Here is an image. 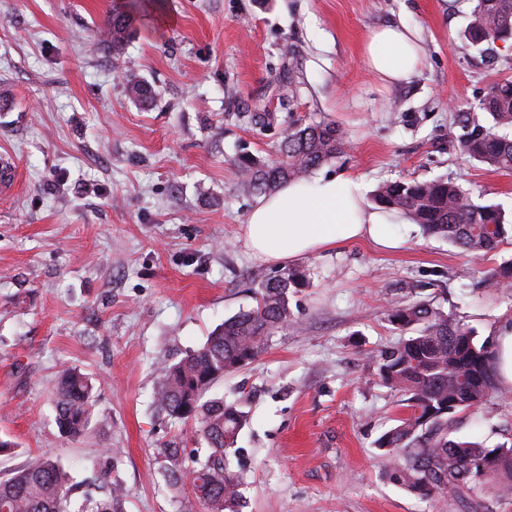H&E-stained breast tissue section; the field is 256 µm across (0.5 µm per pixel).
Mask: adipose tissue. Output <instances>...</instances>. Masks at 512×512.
<instances>
[{"instance_id": "adipose-tissue-1", "label": "adipose tissue", "mask_w": 512, "mask_h": 512, "mask_svg": "<svg viewBox=\"0 0 512 512\" xmlns=\"http://www.w3.org/2000/svg\"><path fill=\"white\" fill-rule=\"evenodd\" d=\"M364 54L381 82L395 84L418 73L422 48L416 29L402 22L371 31ZM389 224L386 214L366 205L365 186L358 177L320 176L283 183L257 198L243 239L255 259L280 266L359 240L398 247Z\"/></svg>"}]
</instances>
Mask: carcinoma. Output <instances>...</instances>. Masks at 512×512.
Listing matches in <instances>:
<instances>
[{
    "mask_svg": "<svg viewBox=\"0 0 512 512\" xmlns=\"http://www.w3.org/2000/svg\"><path fill=\"white\" fill-rule=\"evenodd\" d=\"M140 8L139 0L113 5L101 46L117 55L127 40ZM465 37L474 46L512 38V0H476ZM132 96L150 104L158 96L154 86L137 81ZM460 133L448 144L460 153L499 171H512V81L490 86L480 111L457 116ZM345 145L336 124L320 122L288 131L280 157L261 163L242 157L237 169L248 188L272 192L281 183L300 180L335 159ZM373 202L419 224L430 235L447 239L458 248L484 256L496 251L512 233L502 211L473 202L451 179L396 180L377 188ZM256 305L227 319L207 342L181 360L160 368L155 401L167 415L193 420L209 453L190 468L181 466L179 449L165 448V476L172 484H187L208 512H240L242 475L231 470L228 450L247 421L241 403L222 398L205 400V392L224 374L250 363L264 351L271 336L294 322L290 296L307 281L294 268L270 276L253 271ZM491 288H512V258L502 261L487 278ZM388 321L410 333L399 345L380 351L383 381L401 393L410 408L406 417L382 434L377 448L388 458L384 476L423 497L464 489L475 492L490 474L503 472V496L512 495V446L488 448L467 439L450 437L452 418L481 406L495 390L494 354L476 332L426 301L393 304ZM56 421L66 437L82 434L90 425L95 395L90 379L67 368L58 380ZM126 490L110 482L101 497L87 496L79 512H122ZM71 476L56 460L31 456L0 478V512H68Z\"/></svg>",
    "mask_w": 512,
    "mask_h": 512,
    "instance_id": "1",
    "label": "carcinoma"
}]
</instances>
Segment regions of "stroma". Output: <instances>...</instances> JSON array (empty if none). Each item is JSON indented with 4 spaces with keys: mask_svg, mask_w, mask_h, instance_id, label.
<instances>
[{
    "mask_svg": "<svg viewBox=\"0 0 512 512\" xmlns=\"http://www.w3.org/2000/svg\"><path fill=\"white\" fill-rule=\"evenodd\" d=\"M474 5L167 0L115 57L98 44L112 0H0V160L15 171L0 194V474L44 453L69 469L74 501L115 478L123 512H206L190 486L165 480L161 449L182 448L187 463L206 445L193 421L157 408L158 369L254 306L250 271L275 273L244 246L257 195L235 163L273 159L296 125L331 121L343 135L318 175L352 174L370 192L448 177L511 220L512 173L448 146L457 113L512 80V40L490 59L465 39ZM401 21L423 62L385 87L363 48L370 30ZM129 79L157 100L130 99ZM392 227L398 248L357 242L300 260L309 284L290 301L294 324L208 390L249 414L231 460L242 512H512L501 475L426 499L384 479L376 446L407 412L376 361L403 339L388 304L429 301L490 340L512 294L484 279L512 240L476 258L401 215ZM66 367L96 398L76 438L56 424ZM451 430L512 444V394L456 414Z\"/></svg>",
    "mask_w": 512,
    "mask_h": 512,
    "instance_id": "1",
    "label": "stroma"
}]
</instances>
